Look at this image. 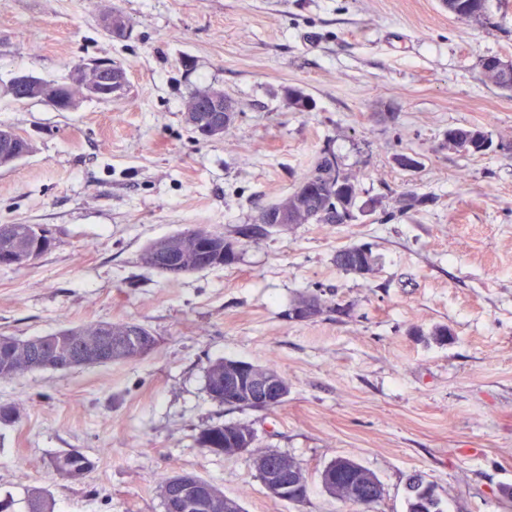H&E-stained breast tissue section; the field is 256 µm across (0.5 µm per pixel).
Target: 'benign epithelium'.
Wrapping results in <instances>:
<instances>
[{
	"label": "benign epithelium",
	"mask_w": 512,
	"mask_h": 512,
	"mask_svg": "<svg viewBox=\"0 0 512 512\" xmlns=\"http://www.w3.org/2000/svg\"><path fill=\"white\" fill-rule=\"evenodd\" d=\"M105 25L116 38L125 37L129 33L126 20L118 15L105 18ZM81 81L86 84V97L95 99L105 97L110 100L121 95L127 87V77L123 68L110 58L100 59L90 67L84 64L75 67L66 80L52 83L50 92L40 77L29 73L15 74L12 84L26 87L27 93L23 96L25 101L48 102L58 110L69 112L76 106V100L70 94L71 88ZM208 107L209 111L221 112L223 116L209 124L197 123V131L204 139H221L224 125L234 119L235 106L231 100L224 97L211 101ZM242 392L248 394L252 405L258 409L270 408L288 398V389L277 375L255 365L235 364L228 369L227 378L224 379V404H235ZM302 484L303 481L297 475V468L288 467V459L277 457L269 460L265 480V488L269 494L284 501L294 502L301 497ZM179 497V512H194L196 509L201 512H220L222 509L225 512H232L234 508L229 499H221L195 476H189L182 481Z\"/></svg>",
	"instance_id": "7a95c632"
}]
</instances>
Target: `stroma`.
<instances>
[{
	"mask_svg": "<svg viewBox=\"0 0 512 512\" xmlns=\"http://www.w3.org/2000/svg\"><path fill=\"white\" fill-rule=\"evenodd\" d=\"M107 11L128 19L127 38L104 30ZM486 56L512 59V0H487L472 21L443 0H0V124L33 146L0 168V224L54 238L28 266L0 268V336L131 321L158 339L133 360L0 380V404L21 411L0 425L7 512H26L34 486L55 512H164L159 485L175 469L245 512H348L319 479L338 456L380 480L374 512H406L415 473L447 512H512V92L484 78ZM105 57L128 80L111 101L59 112L4 92L16 73L60 79ZM208 86L236 106L219 140L183 118ZM291 87L308 111L289 105ZM459 126L491 147L449 149ZM327 147L369 206L351 223L273 231L233 264L176 279L141 263L149 241L178 230L232 234ZM410 195L421 205L401 212ZM359 244L378 257L366 277L335 263ZM302 293L332 311L288 319ZM220 358L274 363L287 400L214 402L205 374ZM220 423L300 462L306 501L272 497L250 454L203 453L200 429ZM72 451L93 462L78 480L53 467Z\"/></svg>",
	"mask_w": 512,
	"mask_h": 512,
	"instance_id": "35a3bbf8",
	"label": "stroma"
}]
</instances>
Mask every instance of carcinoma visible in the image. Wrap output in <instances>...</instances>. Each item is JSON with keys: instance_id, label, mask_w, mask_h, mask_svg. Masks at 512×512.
<instances>
[{"instance_id": "cac0c4a2", "label": "carcinoma", "mask_w": 512, "mask_h": 512, "mask_svg": "<svg viewBox=\"0 0 512 512\" xmlns=\"http://www.w3.org/2000/svg\"><path fill=\"white\" fill-rule=\"evenodd\" d=\"M448 13L460 19H479L486 9V0H444ZM460 138V146L466 152L477 154L481 152L477 138L488 137V134L476 127H455ZM31 147L28 142L12 141L3 133L0 135V168H9L15 157L17 148ZM336 153L329 148L322 150L311 168L303 175L302 180L322 178V173L333 165L332 157ZM341 177L326 181L321 188L312 194L303 195L291 193L288 195V212L294 224H341L343 213L352 212L357 207L358 188L355 176L344 168L334 169ZM274 225L257 221L238 226L234 236L222 232L211 231L203 227L186 229L167 237L150 242L144 251H150L155 256L152 267L178 277L208 267L229 265L238 260L234 255L230 260L224 258V248L232 244H243L252 241L259 235H266ZM204 233L209 236L211 250L201 249L198 238ZM54 246V239L49 231L41 229V234L34 232L32 224H0V254H11L18 259L17 267H25ZM377 257L374 253L363 254L360 246L345 247L336 253V266L361 276L370 275L375 270ZM312 305L315 315L332 311L334 307L328 301L317 295L301 294L293 301L291 309ZM131 326L129 322L112 323L98 322L80 327L62 328L51 333L48 347L59 348L57 362L49 365L42 358L43 348L40 344L42 337L19 339L12 336H0V380H12L27 372L41 370L70 371L86 367L95 361L129 359L141 355L137 344L142 339H148L151 331L142 325H137L138 334L132 340L126 334ZM234 363L232 359H218L210 363L206 370V389L212 400L224 403V371ZM249 437L255 441L252 429L244 424H215L203 427L196 438V443L205 453L214 456L233 457L237 455L238 440ZM56 472L67 479L78 480L91 468V460L82 453L71 452L58 456L53 461ZM336 460H331L320 472V483L324 491L331 497L352 506L357 502L349 495L347 483L336 480L329 481L330 470L335 468ZM183 472L176 471L165 477L159 486L162 504L176 502L179 494L178 481ZM423 477L415 474L409 478L406 512H419L416 507L417 495ZM27 512H53L48 496L38 488L27 491Z\"/></svg>"}]
</instances>
